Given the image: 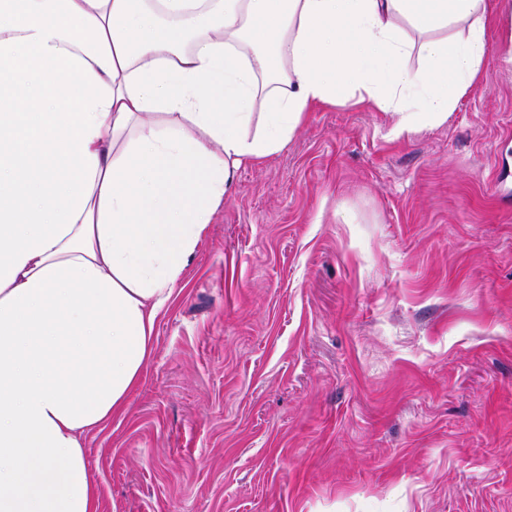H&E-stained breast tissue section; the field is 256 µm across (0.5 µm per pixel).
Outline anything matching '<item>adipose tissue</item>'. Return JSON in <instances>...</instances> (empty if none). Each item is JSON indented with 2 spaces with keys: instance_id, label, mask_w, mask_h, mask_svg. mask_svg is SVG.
Wrapping results in <instances>:
<instances>
[{
  "instance_id": "obj_1",
  "label": "adipose tissue",
  "mask_w": 512,
  "mask_h": 512,
  "mask_svg": "<svg viewBox=\"0 0 512 512\" xmlns=\"http://www.w3.org/2000/svg\"><path fill=\"white\" fill-rule=\"evenodd\" d=\"M486 24V0H0V512H99L84 437L235 170L342 94L398 137L445 122Z\"/></svg>"
}]
</instances>
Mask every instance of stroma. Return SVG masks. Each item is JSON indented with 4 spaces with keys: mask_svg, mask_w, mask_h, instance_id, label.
I'll use <instances>...</instances> for the list:
<instances>
[{
    "mask_svg": "<svg viewBox=\"0 0 512 512\" xmlns=\"http://www.w3.org/2000/svg\"><path fill=\"white\" fill-rule=\"evenodd\" d=\"M439 125L349 98L231 192L85 437L101 512H512V0Z\"/></svg>",
    "mask_w": 512,
    "mask_h": 512,
    "instance_id": "35a3bbf8",
    "label": "stroma"
}]
</instances>
